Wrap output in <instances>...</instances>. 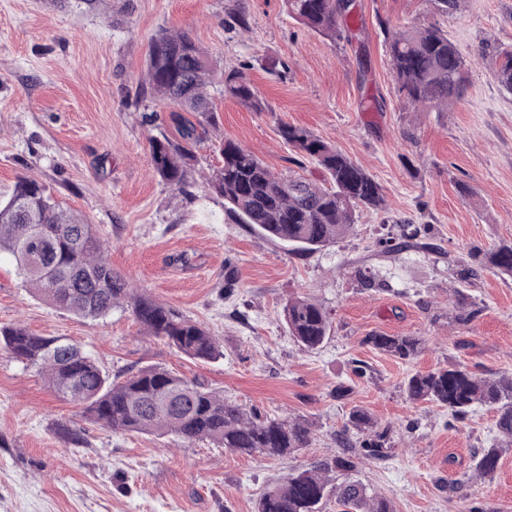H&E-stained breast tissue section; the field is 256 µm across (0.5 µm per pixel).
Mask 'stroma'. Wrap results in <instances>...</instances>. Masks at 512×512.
Returning a JSON list of instances; mask_svg holds the SVG:
<instances>
[{
	"mask_svg": "<svg viewBox=\"0 0 512 512\" xmlns=\"http://www.w3.org/2000/svg\"><path fill=\"white\" fill-rule=\"evenodd\" d=\"M359 28L331 40L289 16L283 0H0V200L32 177L85 215L114 272L138 295L204 326L224 355L194 361L150 335L128 306L103 319L56 309L0 257V326L79 344L110 380L158 366L223 391L261 418H301L308 447L279 458L175 436L115 433L51 389L37 369L0 353V512H255L291 470L340 452L352 408L389 429L382 460L354 474L393 512H512V445L495 414L462 422L447 408L411 402L406 378L450 365L512 377V274L486 255L512 246V92L491 53L512 47V0H464L438 13L431 0H354ZM245 13L248 31L226 26ZM436 25L470 67L445 112L408 110L393 80L387 29ZM183 31L214 63L217 120L193 150L179 193L155 175L149 139H178L186 112L137 99L149 44ZM240 68L263 100L258 112L225 96L224 70ZM336 146L382 188L336 242L298 252L224 211L205 183L230 139L274 173L314 181L319 166L294 151L281 125ZM418 234L383 254L380 239ZM379 284L363 286L362 274ZM319 303L332 323L316 350L288 331L290 299ZM470 322H461L463 314ZM380 332L416 336L400 360L368 344ZM78 432L68 443L64 429ZM497 447L493 477L474 470L477 449Z\"/></svg>",
	"mask_w": 512,
	"mask_h": 512,
	"instance_id": "stroma-1",
	"label": "stroma"
}]
</instances>
